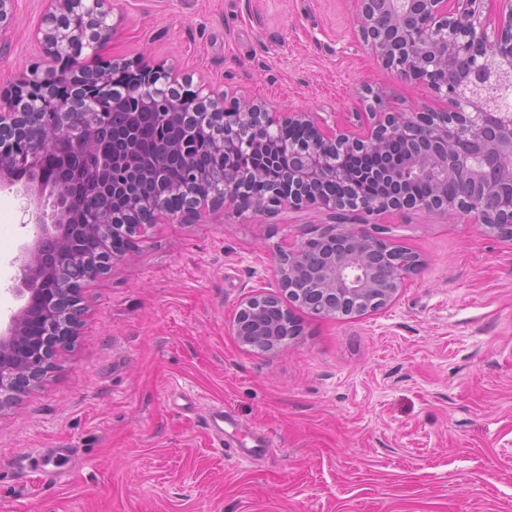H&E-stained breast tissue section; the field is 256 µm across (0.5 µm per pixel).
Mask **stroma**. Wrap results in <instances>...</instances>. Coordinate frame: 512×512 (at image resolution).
<instances>
[{
	"mask_svg": "<svg viewBox=\"0 0 512 512\" xmlns=\"http://www.w3.org/2000/svg\"><path fill=\"white\" fill-rule=\"evenodd\" d=\"M352 0H105L102 54L327 123L369 85L390 106L441 107L383 69ZM45 0L0 31V94L43 59ZM21 195L0 192V316L23 243ZM379 224L423 264L386 307L295 314L277 354L233 334L240 295L276 292L275 253L324 224ZM86 313L42 384L0 411V512H512V240L461 217L220 209L157 224L81 291ZM220 409L269 434L238 461L204 423Z\"/></svg>",
	"mask_w": 512,
	"mask_h": 512,
	"instance_id": "35a3bbf8",
	"label": "stroma"
}]
</instances>
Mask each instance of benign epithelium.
<instances>
[{"label": "benign epithelium", "mask_w": 512, "mask_h": 512, "mask_svg": "<svg viewBox=\"0 0 512 512\" xmlns=\"http://www.w3.org/2000/svg\"><path fill=\"white\" fill-rule=\"evenodd\" d=\"M36 38L47 67L21 75L0 95V191L21 189L24 212L35 226L20 256L24 300L0 328V411L37 387L85 313L80 291L124 260L154 224L220 208L268 213L312 206L379 216L421 210L432 216L461 215L484 234L512 240V111L500 108L495 85H512V0H354L352 21L363 43L383 66L427 86L445 102L436 110L385 108L374 96L354 116L360 129L329 127L312 112H271L246 97L224 107V97L189 89L170 67L100 60L88 65L112 37L104 0H46ZM476 68L459 65L461 53ZM149 73L146 84L109 89L113 71ZM284 126L305 129L302 145L288 146L301 162L263 198L249 197L247 173L224 162V143ZM181 127L178 140L159 132ZM404 140L414 146L401 167L350 173L349 153H384ZM211 149L219 166L193 170L191 159ZM489 156L499 173L483 178L468 165ZM181 168L171 183L167 172ZM391 177L404 184L449 177L461 191L450 198L373 196L369 187ZM125 203L122 211L113 203ZM316 244L318 264L306 258ZM278 293L247 292L238 301L233 331L239 344L275 354L302 333L291 306L338 320L375 312L392 302L404 281L422 265L420 256L385 238L347 224H327L275 256ZM288 335H283L282 325Z\"/></svg>", "instance_id": "1"}]
</instances>
